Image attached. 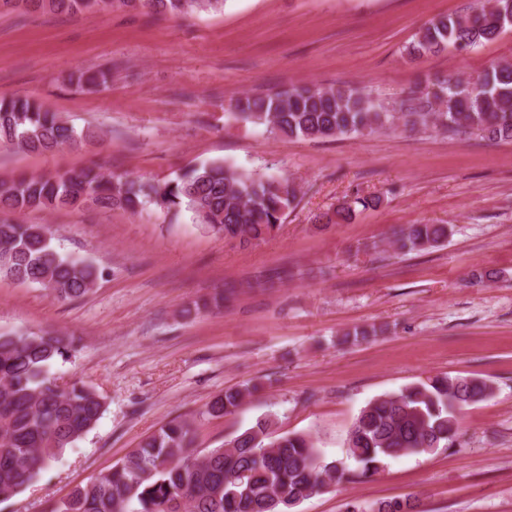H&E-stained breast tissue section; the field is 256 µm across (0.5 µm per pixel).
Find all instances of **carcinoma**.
<instances>
[{"label": "carcinoma", "mask_w": 512, "mask_h": 512, "mask_svg": "<svg viewBox=\"0 0 512 512\" xmlns=\"http://www.w3.org/2000/svg\"><path fill=\"white\" fill-rule=\"evenodd\" d=\"M33 12H109L147 9L170 16L218 10L224 0H30ZM512 26V0H480L468 15L429 22L407 48L420 57L445 50L467 51ZM107 83L103 72L77 77L80 87ZM236 117L275 135L322 139L356 136L399 124L428 126L455 134L462 129L512 141V64L495 66L461 84L448 80L412 92L404 112H390L353 88L292 86L264 95H244L231 104ZM95 137L77 132L61 115L28 97L0 100V144L46 153ZM298 189L286 180L239 171L211 161L181 171L162 184L114 176L93 163L54 176H0V211L92 206L137 213L156 206L177 214L191 210L201 223L239 246L256 245L284 222ZM377 195L359 196L318 216L323 227L350 221L374 209ZM446 224H410L391 246L402 254L422 252L448 241ZM0 275L50 290L59 300L85 296L103 271L64 255L41 224L0 220ZM76 351L66 336L0 333V502L35 481L91 431L104 404L92 388L60 387L50 369ZM256 385L228 388L205 414L237 412ZM493 393L486 379L428 377L368 402L347 439V458L376 471L389 458L429 454L454 446L463 411ZM271 417L197 456L189 448L190 424L173 420L142 440L121 462L95 481L75 487L54 512H290L301 499L331 484L349 481L345 462L326 460L308 434H278ZM348 512H420L413 500L353 505Z\"/></svg>", "instance_id": "obj_1"}]
</instances>
